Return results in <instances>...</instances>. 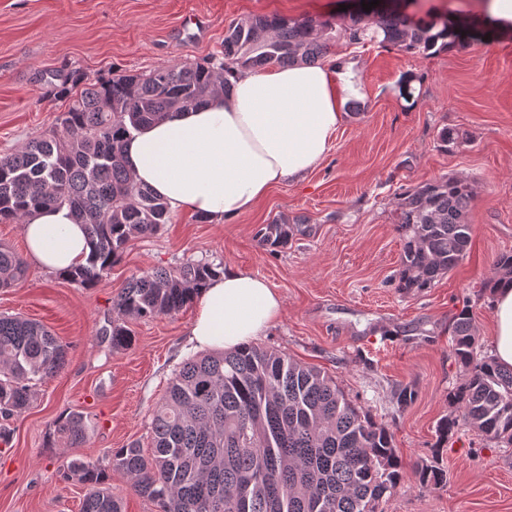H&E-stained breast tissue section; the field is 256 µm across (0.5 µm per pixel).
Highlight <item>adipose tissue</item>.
Wrapping results in <instances>:
<instances>
[{"label": "adipose tissue", "instance_id": "adipose-tissue-1", "mask_svg": "<svg viewBox=\"0 0 512 512\" xmlns=\"http://www.w3.org/2000/svg\"><path fill=\"white\" fill-rule=\"evenodd\" d=\"M350 64H295L231 77L228 95L171 113L128 141L137 183L175 211L224 224L251 210L272 186L299 180L330 152L343 120ZM21 233L29 258L58 273L82 261L87 231L65 207L28 216ZM492 355L512 369V285L494 294ZM283 299L262 278L225 268L201 294L191 334L199 347L230 351L261 335L281 315Z\"/></svg>", "mask_w": 512, "mask_h": 512}]
</instances>
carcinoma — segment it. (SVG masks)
I'll list each match as a JSON object with an SVG mask.
<instances>
[{"label": "carcinoma", "instance_id": "1", "mask_svg": "<svg viewBox=\"0 0 512 512\" xmlns=\"http://www.w3.org/2000/svg\"><path fill=\"white\" fill-rule=\"evenodd\" d=\"M461 32L452 16L417 19L397 8L359 10L338 28L328 19L253 16L229 24L221 58L94 79L52 71L45 79L49 93L70 99L69 105L47 135L0 157V223H20L44 207H68L86 225L90 250L62 277L92 288L131 241L171 223L167 204L137 184L123 161L125 140L141 127L226 93L236 73L314 64L336 35L352 44L376 41L432 56L463 44ZM439 141L448 151L464 136L445 128ZM473 196L472 182L462 176L402 195L395 224L403 240V291L431 287L464 259ZM302 224L280 216L261 225L256 236L264 247H284ZM496 269L483 290L512 278V254L500 255ZM223 271L197 261L132 277L113 300L115 316L98 332L101 341L114 350L128 348L129 322L179 312ZM27 275L24 259L0 245V288ZM448 333L463 375L449 394L457 415L440 421L438 440H447L462 422L482 439L511 447L512 370L477 356L470 306L453 317ZM67 354L68 345L43 324L1 314L0 416L29 407L35 385L58 373ZM150 429L149 454L132 444L111 452L104 463L66 460L60 472L83 485V512H122L107 484L112 468L128 474L133 490L158 512H377L402 479L390 432L348 400L334 378L258 345L185 362L154 410ZM86 438L82 413L54 422L53 440L61 447L79 448ZM419 478L435 487L447 482L445 471L433 464L421 467Z\"/></svg>", "mask_w": 512, "mask_h": 512}]
</instances>
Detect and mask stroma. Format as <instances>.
<instances>
[{
  "instance_id": "35a3bbf8",
  "label": "stroma",
  "mask_w": 512,
  "mask_h": 512,
  "mask_svg": "<svg viewBox=\"0 0 512 512\" xmlns=\"http://www.w3.org/2000/svg\"><path fill=\"white\" fill-rule=\"evenodd\" d=\"M485 0H417L409 13H448L480 25L464 45L433 56L374 42H330L324 65L351 63L355 91L329 154L297 181L275 185L231 224L173 213L157 235L132 241L96 287L84 288L30 266L0 288V313L47 326L69 347L66 363L35 388L31 405L8 420L0 448V512H82L84 488L63 480L68 449L52 446L53 423L87 418L77 456L104 460L113 449L151 445L150 419L171 379L197 356L189 304L173 315L131 322L132 343L112 350L98 331L132 276L189 260L231 265L276 288L280 318L256 345L333 377L346 397L393 434L403 477L384 512H512V447L459 425L443 448L436 428L454 410L462 378L448 323L463 303L474 314L477 351L487 356L494 312L483 283L499 255L512 253V30L487 21ZM339 0H0V156L49 133L65 100L44 84L51 70L95 78L141 73L221 56L231 21L258 15L336 18ZM452 128L462 146L442 150ZM444 176L475 186L467 215L471 243L459 265L431 286L399 287L402 240L394 219L402 192ZM306 218L311 230L270 251L256 232L274 217ZM414 402L398 408L397 389ZM439 461L447 483L419 479Z\"/></svg>"
}]
</instances>
